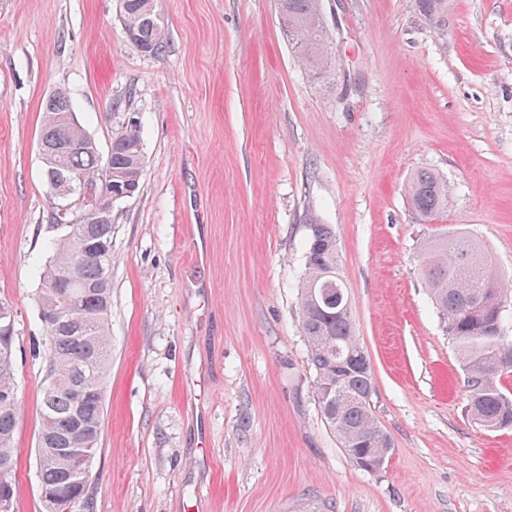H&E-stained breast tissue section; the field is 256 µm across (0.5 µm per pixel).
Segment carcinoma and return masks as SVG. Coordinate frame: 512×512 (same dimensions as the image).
<instances>
[{
    "label": "carcinoma",
    "mask_w": 512,
    "mask_h": 512,
    "mask_svg": "<svg viewBox=\"0 0 512 512\" xmlns=\"http://www.w3.org/2000/svg\"><path fill=\"white\" fill-rule=\"evenodd\" d=\"M420 13L436 29L448 23V0H417ZM280 24L301 62L315 76L327 68L328 44L321 0H277ZM154 0H121L120 17L129 43L156 54L165 48L161 23L148 24ZM72 101L59 90L44 102L40 142L55 163L43 166L52 202L78 176L112 196L139 193L144 154L138 124L128 122L112 135V157L101 153L77 122L64 118ZM412 210L431 221L448 204L446 180L431 170L416 171L407 185ZM65 233L51 244L38 271L35 294L46 333L48 364L41 388L37 437L39 497L43 512H57V500L89 508V475L104 424V401L111 366L112 214L86 209L65 215ZM305 268L298 294L299 326L314 371V393L322 417L352 461L381 458L392 450L372 404L362 394L374 388L370 358L359 343L351 303L340 272L336 235L327 224L308 225ZM419 275L442 316L465 372L467 417L476 427L512 428V394L500 380L512 373V339L503 335L502 308L512 289L486 248L459 233L430 242L419 259ZM13 305L0 299V496L15 498L11 472L14 436L21 413ZM82 447V485L71 483L75 462L57 452Z\"/></svg>",
    "instance_id": "1"
}]
</instances>
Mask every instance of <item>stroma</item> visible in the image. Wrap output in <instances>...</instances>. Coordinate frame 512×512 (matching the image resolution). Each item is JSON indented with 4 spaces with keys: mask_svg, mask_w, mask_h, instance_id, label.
Here are the masks:
<instances>
[{
    "mask_svg": "<svg viewBox=\"0 0 512 512\" xmlns=\"http://www.w3.org/2000/svg\"><path fill=\"white\" fill-rule=\"evenodd\" d=\"M163 52L130 46L119 0H0V299L22 400L14 512H42L47 362L37 268L62 229L39 153L69 94L107 152L138 121L139 193L112 206V366L91 512H512V430L465 415L463 370L417 263L481 241L512 281V0H323L324 80L276 0H155ZM451 187L431 223L407 183ZM331 225L372 404L393 450L354 465L328 428L297 317L305 242ZM420 13L436 29H442L448 23V0H417Z\"/></svg>",
    "mask_w": 512,
    "mask_h": 512,
    "instance_id": "35a3bbf8",
    "label": "stroma"
}]
</instances>
